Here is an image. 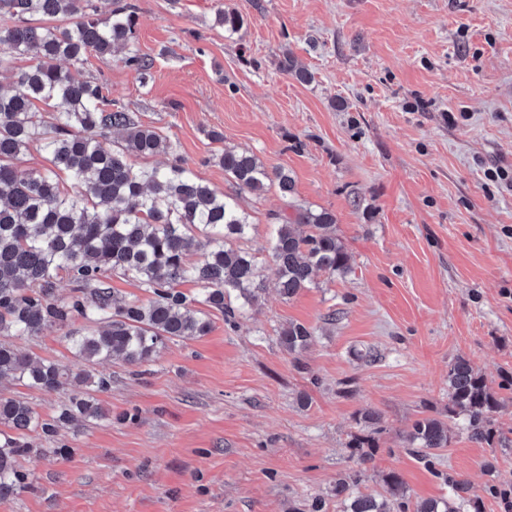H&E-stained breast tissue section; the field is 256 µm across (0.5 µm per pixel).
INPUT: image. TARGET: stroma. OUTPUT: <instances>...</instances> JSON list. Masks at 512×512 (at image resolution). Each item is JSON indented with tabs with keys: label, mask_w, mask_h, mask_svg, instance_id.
<instances>
[{
	"label": "stroma",
	"mask_w": 512,
	"mask_h": 512,
	"mask_svg": "<svg viewBox=\"0 0 512 512\" xmlns=\"http://www.w3.org/2000/svg\"><path fill=\"white\" fill-rule=\"evenodd\" d=\"M130 2L153 78L92 59L113 100L218 190L233 191L211 161L226 147L285 168L295 190L238 194L253 225L241 246L267 285L258 309L209 312L207 335L142 366H92L109 381L96 394L109 418L30 432L17 462L27 487L0 512H309L318 499L341 512L332 489L355 468L373 494L400 473L414 501L448 495L450 473L483 512H505L486 489L512 491L499 441L512 438V184L489 172H512V0ZM220 8L242 13L239 32L215 26ZM287 50L310 82L280 71ZM294 204L335 214L352 271L285 299L267 246L274 214ZM291 322L316 330L295 357L279 342ZM66 329L19 346L70 364ZM460 357L501 401L491 444L448 415ZM368 410L381 430L359 466L346 443ZM424 416L455 433L429 467L404 441Z\"/></svg>",
	"instance_id": "35a3bbf8"
}]
</instances>
